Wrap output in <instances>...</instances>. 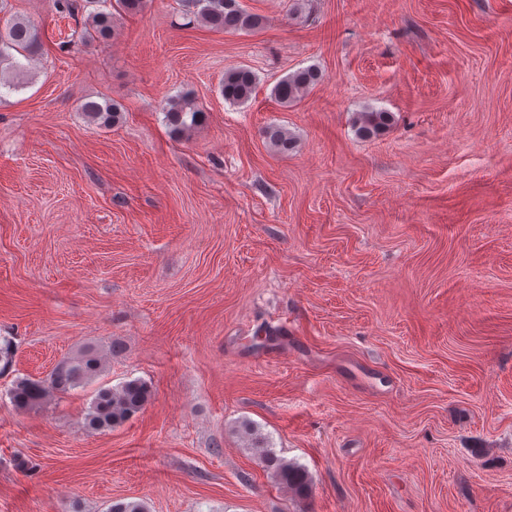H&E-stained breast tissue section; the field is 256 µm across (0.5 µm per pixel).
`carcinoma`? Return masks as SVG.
Instances as JSON below:
<instances>
[{"instance_id": "obj_1", "label": "carcinoma", "mask_w": 512, "mask_h": 512, "mask_svg": "<svg viewBox=\"0 0 512 512\" xmlns=\"http://www.w3.org/2000/svg\"><path fill=\"white\" fill-rule=\"evenodd\" d=\"M106 4L108 10L96 9L88 12L84 23V35L94 42H106L114 36L112 11L128 15L142 12L147 0H52V7L62 17H73L79 11L94 4ZM189 22L199 23L225 33L251 32L258 29L263 19L248 12L241 0H187ZM39 36L34 22L25 19L12 20L0 28V89L16 90L25 85L28 72L26 62L38 52ZM322 75L310 66L293 72L278 81L272 89L274 99L282 105L296 102L303 94L321 81ZM258 78L251 68L235 66L224 73L222 93L224 101L231 105L247 102L253 94ZM82 111L104 126L116 123L121 116L120 104L112 101L87 102ZM164 112L173 133L180 134L187 128L185 116L196 122L202 114L190 97L183 93L167 100ZM393 114L383 110L359 113L357 131L364 137L375 136L393 122ZM270 145L279 151L291 146L288 130L280 126L266 129ZM105 358L94 346H87L76 355L59 361L45 379L20 378L16 380L9 396L18 411L32 409L53 396L70 393L91 382L104 369ZM151 386L135 378L116 387H100L86 416V428L90 431H105L115 428L143 412L150 403ZM245 433L251 436L252 448L266 470L278 485L299 498L311 492L312 480L305 467L279 457L268 447L265 438L251 424H244Z\"/></svg>"}]
</instances>
